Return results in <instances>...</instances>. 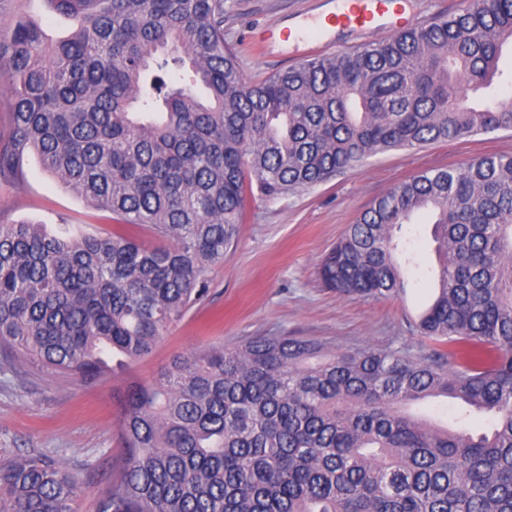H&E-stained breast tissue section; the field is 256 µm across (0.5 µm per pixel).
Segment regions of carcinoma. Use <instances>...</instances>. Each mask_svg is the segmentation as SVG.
<instances>
[{
    "label": "carcinoma",
    "mask_w": 512,
    "mask_h": 512,
    "mask_svg": "<svg viewBox=\"0 0 512 512\" xmlns=\"http://www.w3.org/2000/svg\"><path fill=\"white\" fill-rule=\"evenodd\" d=\"M50 41L0 17L11 132L0 180L33 152L118 227L0 224V351L91 386L148 355L208 299L247 198L322 183L379 153L512 128L475 107L512 43V0H474L360 50L251 83L224 44V0H51ZM429 213L438 269L420 335L335 351L253 336L175 356L123 397L124 457L98 512H512V154L422 171L379 197L318 268L324 285L405 292L403 227ZM446 397L455 429L404 407ZM491 417L472 434L471 411ZM79 482L37 452L0 459V512H71Z\"/></svg>",
    "instance_id": "1"
}]
</instances>
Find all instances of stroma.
<instances>
[{"mask_svg": "<svg viewBox=\"0 0 512 512\" xmlns=\"http://www.w3.org/2000/svg\"><path fill=\"white\" fill-rule=\"evenodd\" d=\"M341 0H224V40L249 80L303 62L301 51L278 43L261 48L253 29H285L296 17L312 18ZM487 153L512 154V129L471 138L393 150L344 170L327 182L275 199H249L243 224L224 263L209 273L211 295L172 324L148 356L113 367L103 383L0 364V457L44 452L65 461L80 479L73 512H96L113 461L124 452L118 431L119 399L134 381H154L178 354L250 336L294 335L344 351L367 344L401 346L419 356L432 343L411 328L434 293L430 268L437 260L431 227L410 234L418 267H407L404 294L379 300L344 296L318 276L325 253L380 195L433 167L458 165ZM22 178L0 181V224L47 225L56 234L113 228L108 214L46 173L35 154L21 162Z\"/></svg>", "mask_w": 512, "mask_h": 512, "instance_id": "35a3bbf8", "label": "stroma"}]
</instances>
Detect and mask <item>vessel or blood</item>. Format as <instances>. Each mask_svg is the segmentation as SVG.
<instances>
[{
	"label": "vessel or blood",
	"instance_id": "1",
	"mask_svg": "<svg viewBox=\"0 0 512 512\" xmlns=\"http://www.w3.org/2000/svg\"><path fill=\"white\" fill-rule=\"evenodd\" d=\"M401 23L399 7L391 0H345L343 8L325 20L307 18L295 28L281 32L264 28L257 31L253 39L265 44L282 37L301 44L304 51L311 52L329 44L328 31L332 28L365 34L381 27L396 28Z\"/></svg>",
	"mask_w": 512,
	"mask_h": 512
}]
</instances>
